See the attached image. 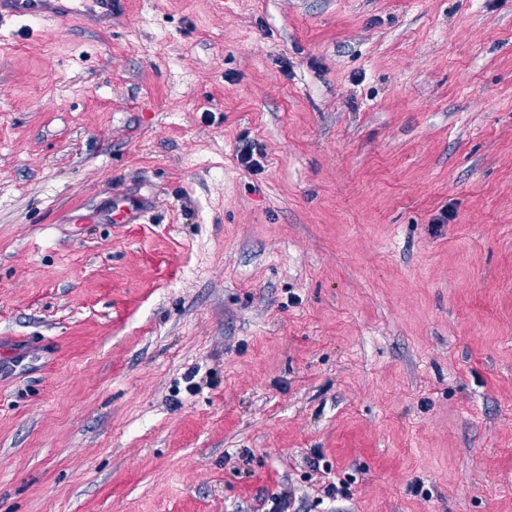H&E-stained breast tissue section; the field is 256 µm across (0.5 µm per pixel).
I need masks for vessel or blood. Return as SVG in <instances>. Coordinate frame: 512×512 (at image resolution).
Returning <instances> with one entry per match:
<instances>
[{
    "label": "vessel or blood",
    "instance_id": "obj_1",
    "mask_svg": "<svg viewBox=\"0 0 512 512\" xmlns=\"http://www.w3.org/2000/svg\"><path fill=\"white\" fill-rule=\"evenodd\" d=\"M113 0H0V22L4 19H55L69 23L78 19L107 18Z\"/></svg>",
    "mask_w": 512,
    "mask_h": 512
}]
</instances>
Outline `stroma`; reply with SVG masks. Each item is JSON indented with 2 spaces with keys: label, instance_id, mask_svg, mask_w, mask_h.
I'll list each match as a JSON object with an SVG mask.
<instances>
[{
  "label": "stroma",
  "instance_id": "35a3bbf8",
  "mask_svg": "<svg viewBox=\"0 0 512 512\" xmlns=\"http://www.w3.org/2000/svg\"><path fill=\"white\" fill-rule=\"evenodd\" d=\"M283 497L512 512V0L1 24L0 512Z\"/></svg>",
  "mask_w": 512,
  "mask_h": 512
}]
</instances>
